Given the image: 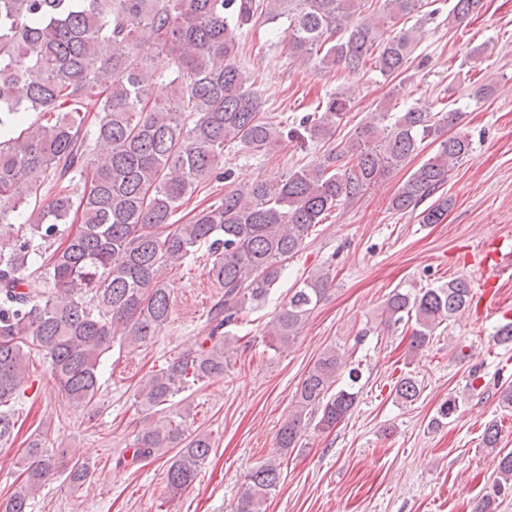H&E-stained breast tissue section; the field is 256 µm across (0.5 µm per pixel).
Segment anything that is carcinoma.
I'll return each instance as SVG.
<instances>
[{"mask_svg":"<svg viewBox=\"0 0 512 512\" xmlns=\"http://www.w3.org/2000/svg\"><path fill=\"white\" fill-rule=\"evenodd\" d=\"M430 0H383L391 21L437 13ZM365 0H0V407L18 396L30 348L45 351L62 397L76 408L92 404L98 366L115 337L129 345L150 342L167 324L169 288L164 266L182 264L206 244L209 274L224 288L211 309L209 332L199 348L172 358L136 393L144 407L171 405L188 383L224 375L231 339L225 328L248 307L266 300L284 264L304 247L309 231L332 209L361 197L401 168L428 140L438 143L391 200L398 212L415 210L420 223L440 224L451 206L439 194L449 172L472 151L462 129L464 113L373 112L351 144L331 150L311 168L284 177L228 188L186 224L173 214L218 172L232 142L267 151L276 136L264 102L236 62L238 34L258 19L287 23L288 51L325 68L359 72L366 61L384 75L408 69L421 27L388 32L363 15ZM483 0H454L448 20L465 23ZM159 61L145 65L146 57ZM174 77L159 91L166 72ZM348 99L334 95L319 112L303 116L287 136L301 143L330 139L346 115ZM39 118L20 128L26 113ZM29 211V235L16 218ZM71 222L76 232L54 250L45 271L50 294L30 288L27 271L33 239L44 242ZM175 229H170V226ZM329 274L313 272L293 289L268 325L266 345L277 348L325 299ZM472 288L454 278L416 293L389 295L381 324L414 321L409 349L427 347L435 331L469 307ZM347 366L331 347L303 379L298 410L277 433V447H295L306 417L330 431L355 407L358 392L333 390ZM421 389L412 377L395 385L405 403ZM182 425L167 416L142 429L132 459L179 447L167 469L176 495L193 483L210 456L205 434L183 439ZM500 431L486 429L495 451L493 494L474 512H495L497 495L512 489V451L497 449ZM23 479L0 502V512H28L31 499L55 474L72 484L90 466L70 463L63 448L30 441L21 461ZM282 478L268 460L246 476L234 512H263Z\"/></svg>","mask_w":512,"mask_h":512,"instance_id":"carcinoma-1","label":"carcinoma"}]
</instances>
